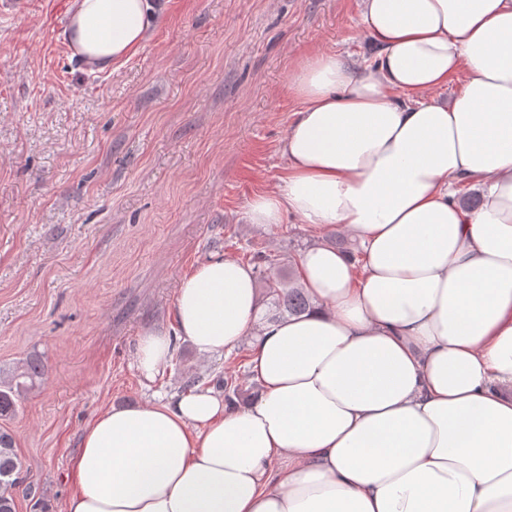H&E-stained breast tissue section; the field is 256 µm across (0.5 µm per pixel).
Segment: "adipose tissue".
<instances>
[{
    "label": "adipose tissue",
    "mask_w": 512,
    "mask_h": 512,
    "mask_svg": "<svg viewBox=\"0 0 512 512\" xmlns=\"http://www.w3.org/2000/svg\"><path fill=\"white\" fill-rule=\"evenodd\" d=\"M378 47L362 74L321 51L291 70L301 108L274 190L246 216L335 228L353 252L298 256L312 301L260 319L232 256L177 290L204 356L250 347L259 392L102 409L71 459L64 512H512V0H361ZM157 0H74L87 69L135 54ZM464 74L449 103L431 92ZM482 188L464 210L451 188ZM172 344L148 329L138 364Z\"/></svg>",
    "instance_id": "adipose-tissue-1"
}]
</instances>
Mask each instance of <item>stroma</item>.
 Instances as JSON below:
<instances>
[{
    "mask_svg": "<svg viewBox=\"0 0 512 512\" xmlns=\"http://www.w3.org/2000/svg\"><path fill=\"white\" fill-rule=\"evenodd\" d=\"M73 0H0V376L42 356L47 373L5 424L26 489L17 512H63L71 457L102 409L216 389L234 367L256 393L247 344L198 356L176 334L182 278L214 256L298 257L293 217L244 212L286 170L301 104L294 65L318 51L376 54L359 0H161L143 46L85 72L64 31ZM173 334L146 378L142 331Z\"/></svg>",
    "mask_w": 512,
    "mask_h": 512,
    "instance_id": "1",
    "label": "stroma"
}]
</instances>
